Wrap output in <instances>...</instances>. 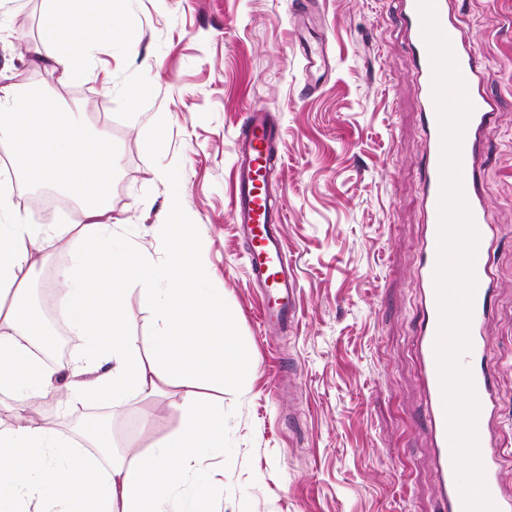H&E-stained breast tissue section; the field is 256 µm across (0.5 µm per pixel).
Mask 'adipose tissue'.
Listing matches in <instances>:
<instances>
[{
    "label": "adipose tissue",
    "mask_w": 512,
    "mask_h": 512,
    "mask_svg": "<svg viewBox=\"0 0 512 512\" xmlns=\"http://www.w3.org/2000/svg\"><path fill=\"white\" fill-rule=\"evenodd\" d=\"M90 4L58 0L50 7L37 52L62 74L93 52L92 31L123 38L112 16L87 20ZM17 97L13 84L0 85V149L22 160L33 185L91 199L84 223L33 224L13 204L12 181L0 180V393L15 401L13 426L0 429V512H169L187 474L224 448V412L201 403L194 388L237 384L247 353L223 297L206 285L208 271L190 238L169 242L171 265L164 274L150 253L115 241L111 139H88L45 97L24 104ZM61 243L69 245L72 261L60 273L56 307L83 349L51 368L32 350L42 321L26 327L19 318L31 299L26 273L34 254H49ZM121 275L149 288L155 317L147 340L123 328ZM162 277L167 285L160 288ZM61 374L67 377L59 403L65 412L99 398L118 405L130 390L150 394L183 381V423L149 453L91 455L98 445L95 427L77 440L32 413ZM55 486L67 487L66 498L51 495Z\"/></svg>",
    "instance_id": "ef3b65f1"
}]
</instances>
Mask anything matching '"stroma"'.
Listing matches in <instances>:
<instances>
[{
	"mask_svg": "<svg viewBox=\"0 0 512 512\" xmlns=\"http://www.w3.org/2000/svg\"><path fill=\"white\" fill-rule=\"evenodd\" d=\"M49 6L14 0L0 17V75L38 80L60 111L111 138L113 218L162 268L160 233H191L249 356L238 385L206 393L224 404V455L205 464L220 490L199 496L190 475L183 495L198 512H436L415 351L425 142L394 0H101L124 40L98 33L66 79L32 52ZM460 9L497 108L481 168L500 232L487 348L498 431L512 449V0ZM303 34L324 45L326 66L305 71ZM254 110L276 123L271 188L284 200L281 235L300 284L298 327L274 336L260 333L249 243L231 220L238 140ZM160 168L174 180L157 181ZM121 286L126 333L147 335V293L128 278ZM182 404L166 387L113 411L103 400L91 407L112 419L113 453L135 455L181 425ZM159 406L162 421L142 431Z\"/></svg>",
	"mask_w": 512,
	"mask_h": 512,
	"instance_id": "stroma-1",
	"label": "stroma"
}]
</instances>
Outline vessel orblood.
Masks as SVG:
<instances>
[{
	"mask_svg": "<svg viewBox=\"0 0 512 512\" xmlns=\"http://www.w3.org/2000/svg\"><path fill=\"white\" fill-rule=\"evenodd\" d=\"M437 22L447 36L464 80L473 110L466 122L460 151L462 189L479 234L473 272L476 286L472 300L469 336L471 347L460 356L470 372L479 403L476 432L489 497L498 512H512V491L506 490L501 473L505 454L495 424L498 420L499 393L496 372L490 363L485 340L493 312L496 276L492 255L498 241L496 225L488 221L486 189L478 176L485 136L494 122L496 104L485 91V67L478 50L466 37L459 12L452 0H435ZM404 20L406 47L411 57L422 104V121L427 153L421 180V209L424 233L418 247V280L422 321L417 333L416 354L432 437L431 464L438 485L440 512H464L448 440L435 340L440 311L435 283L438 263L439 201L441 193L442 132L433 93V66L424 38L418 0H398ZM275 125L268 113H248L239 143L240 166L236 172L237 191L232 201V220L250 241V272L261 285L264 300L258 309V323L267 335L294 331L299 323L300 285L281 248L280 230L285 207L269 189L259 188L260 175H271L273 161L268 145Z\"/></svg>",
	"mask_w": 512,
	"mask_h": 512,
	"instance_id": "vessel-or-blood-1",
	"label": "vessel or blood"
}]
</instances>
